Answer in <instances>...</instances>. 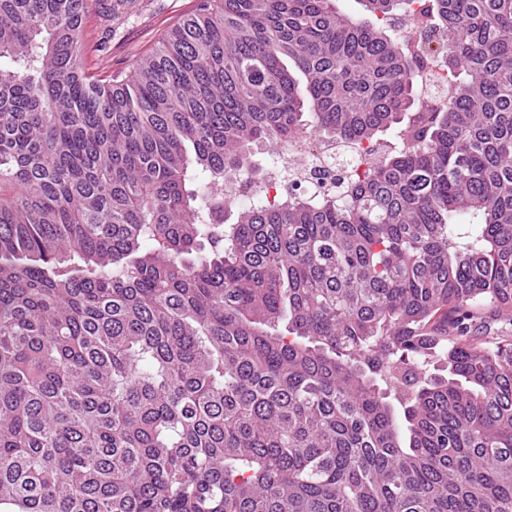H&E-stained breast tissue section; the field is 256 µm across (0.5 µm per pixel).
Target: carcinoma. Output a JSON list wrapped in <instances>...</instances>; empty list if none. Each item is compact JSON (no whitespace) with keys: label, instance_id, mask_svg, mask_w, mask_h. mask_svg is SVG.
Returning <instances> with one entry per match:
<instances>
[{"label":"carcinoma","instance_id":"1","mask_svg":"<svg viewBox=\"0 0 512 512\" xmlns=\"http://www.w3.org/2000/svg\"><path fill=\"white\" fill-rule=\"evenodd\" d=\"M92 2L0 0V512H512V0H201L105 78Z\"/></svg>","mask_w":512,"mask_h":512}]
</instances>
